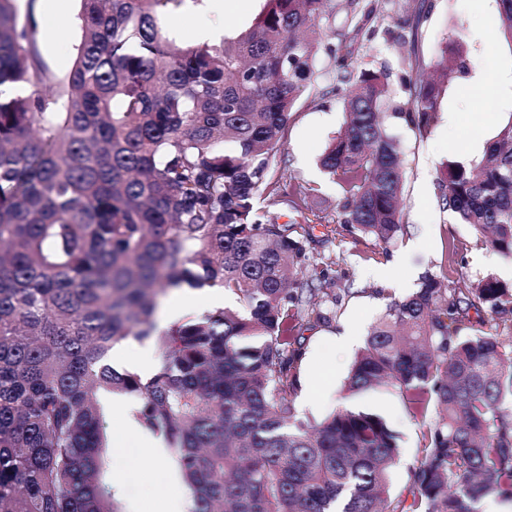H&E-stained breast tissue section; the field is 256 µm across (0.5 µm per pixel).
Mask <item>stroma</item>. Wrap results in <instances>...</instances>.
Instances as JSON below:
<instances>
[{
  "mask_svg": "<svg viewBox=\"0 0 512 512\" xmlns=\"http://www.w3.org/2000/svg\"><path fill=\"white\" fill-rule=\"evenodd\" d=\"M20 17L29 19L36 31V45L54 81L70 72L81 42L79 0H56L46 9L44 0H16ZM265 7V0H239L235 14L207 9L204 0H185L184 5L162 18V30L179 44L197 43L196 29L208 23L223 29L227 38L252 27ZM376 22L395 31L393 40L368 39L349 34L356 67H372L387 74L388 96H404L403 69L414 74L437 73V52L443 40L460 41L465 55L449 53V65L466 62L480 68L488 81L512 75V46L499 32L496 0H486L482 15H475L472 0H379ZM316 81L308 87L288 122L282 144L271 159L278 176L303 192L299 210L279 207L281 222L302 219L312 225L315 238L309 249L319 268L325 269L340 296L336 314L327 324L305 333L304 380H319L320 387L308 406L296 409L298 418L319 421L344 406L366 408L381 414L399 436L400 460L390 474L393 493L404 492L418 458L419 423L398 396L379 387L349 396L345 383L357 348L338 349L335 337L343 326L357 330L366 339L371 325L385 312L389 298L401 299L418 288L427 275L472 288L486 277L512 287V261L486 246L469 225L459 223L443 208L438 181L447 162L477 160L485 144L512 119V86L500 95L474 97L467 77L449 84L435 114L431 131L419 136L402 121H387L405 164L406 188L402 200L407 232L390 244L351 233L339 224L342 191L336 178L325 174L317 160L326 143L343 122L342 101L323 95V88L338 82L335 60L318 53ZM457 113L459 131L476 130L470 150L457 151L448 129L449 113ZM406 254L403 266L393 270L389 283L376 279L377 268L388 265L394 255Z\"/></svg>",
  "mask_w": 512,
  "mask_h": 512,
  "instance_id": "1",
  "label": "stroma"
}]
</instances>
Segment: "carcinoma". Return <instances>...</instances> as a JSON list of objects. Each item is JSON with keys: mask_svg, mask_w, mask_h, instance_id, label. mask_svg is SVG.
Here are the masks:
<instances>
[{"mask_svg": "<svg viewBox=\"0 0 512 512\" xmlns=\"http://www.w3.org/2000/svg\"><path fill=\"white\" fill-rule=\"evenodd\" d=\"M184 2L81 0L80 51L50 94L33 29L0 0V512H121L103 480V393L132 399L163 439L195 512H479L512 498V350L481 316L512 314V289L493 277L425 276L387 304L351 368L349 395L387 386L421 423L406 492H390L398 444L382 416L297 418L303 331L329 323L322 298L339 297L325 272L303 274L313 228L255 199L299 210L271 158L322 51L349 84L323 91L342 95L319 158L343 189L340 223L394 242L405 171L382 120L385 74L352 76L346 34L324 40L331 0H266L219 47L166 39L161 18ZM497 2L512 44V0ZM347 8L357 33L376 11ZM456 77L408 79L388 117L426 134ZM439 188L511 256L512 119L479 160L446 163ZM185 286L220 287L237 308L157 331L159 294ZM151 336V376L107 362L115 343Z\"/></svg>", "mask_w": 512, "mask_h": 512, "instance_id": "1", "label": "carcinoma"}]
</instances>
